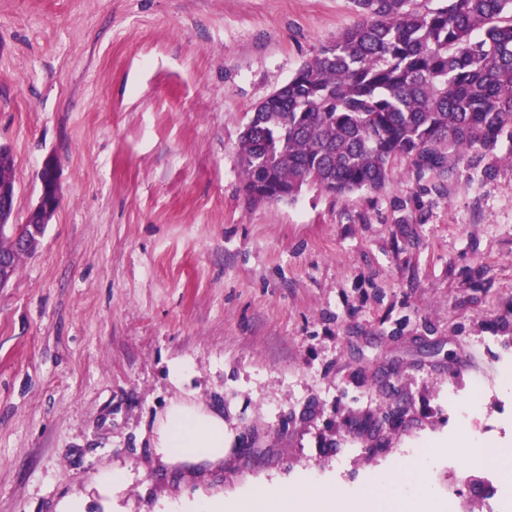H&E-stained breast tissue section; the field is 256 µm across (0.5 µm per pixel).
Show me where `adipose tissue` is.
Returning <instances> with one entry per match:
<instances>
[{
    "instance_id": "ef3b65f1",
    "label": "adipose tissue",
    "mask_w": 512,
    "mask_h": 512,
    "mask_svg": "<svg viewBox=\"0 0 512 512\" xmlns=\"http://www.w3.org/2000/svg\"><path fill=\"white\" fill-rule=\"evenodd\" d=\"M231 437L222 413L192 401L171 403L153 431V448L162 463L177 466L217 464ZM410 481L416 492L388 502L394 487ZM434 512L436 502L427 492L421 468L375 475L362 493L349 497L333 486H320L302 475L293 482L265 481L243 495L203 496L182 505V512Z\"/></svg>"
}]
</instances>
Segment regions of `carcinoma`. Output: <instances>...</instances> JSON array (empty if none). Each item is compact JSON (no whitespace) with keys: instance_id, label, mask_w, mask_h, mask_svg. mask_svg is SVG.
Here are the masks:
<instances>
[{"instance_id":"1","label":"carcinoma","mask_w":512,"mask_h":512,"mask_svg":"<svg viewBox=\"0 0 512 512\" xmlns=\"http://www.w3.org/2000/svg\"><path fill=\"white\" fill-rule=\"evenodd\" d=\"M361 21L302 63L239 139L253 202L376 190L397 158L512 142V0H353Z\"/></svg>"}]
</instances>
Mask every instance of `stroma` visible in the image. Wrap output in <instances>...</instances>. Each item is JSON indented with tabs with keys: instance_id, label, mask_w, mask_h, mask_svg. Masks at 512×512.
I'll use <instances>...</instances> for the list:
<instances>
[{
	"instance_id": "35a3bbf8",
	"label": "stroma",
	"mask_w": 512,
	"mask_h": 512,
	"mask_svg": "<svg viewBox=\"0 0 512 512\" xmlns=\"http://www.w3.org/2000/svg\"><path fill=\"white\" fill-rule=\"evenodd\" d=\"M358 15L352 0H0V145L15 223L45 160L58 209L0 287V512H157L309 474L355 496L461 418L512 448V143L396 161L381 190L254 203L256 104ZM174 401L223 411L218 468L159 464Z\"/></svg>"
}]
</instances>
